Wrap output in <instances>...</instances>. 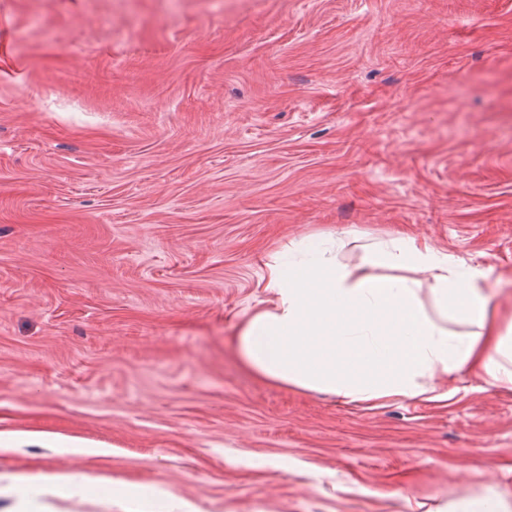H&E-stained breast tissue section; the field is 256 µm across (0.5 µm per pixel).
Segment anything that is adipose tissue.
Here are the masks:
<instances>
[{
    "label": "adipose tissue",
    "instance_id": "ef3b65f1",
    "mask_svg": "<svg viewBox=\"0 0 512 512\" xmlns=\"http://www.w3.org/2000/svg\"><path fill=\"white\" fill-rule=\"evenodd\" d=\"M336 245L309 235L266 261L272 299L246 316L236 343L245 368L347 404L444 401L448 392L428 393L425 379L451 382L464 369L512 389V338L492 318L491 269L411 235L377 243L365 267L339 262Z\"/></svg>",
    "mask_w": 512,
    "mask_h": 512
}]
</instances>
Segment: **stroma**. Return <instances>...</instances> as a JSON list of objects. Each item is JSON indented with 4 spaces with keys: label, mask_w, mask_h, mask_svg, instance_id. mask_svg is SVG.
Wrapping results in <instances>:
<instances>
[{
    "label": "stroma",
    "mask_w": 512,
    "mask_h": 512,
    "mask_svg": "<svg viewBox=\"0 0 512 512\" xmlns=\"http://www.w3.org/2000/svg\"><path fill=\"white\" fill-rule=\"evenodd\" d=\"M403 231L512 325V0H0V430L41 435L0 512H512V390L366 407L237 357L276 250ZM503 506L492 496L465 499L454 506V512H502Z\"/></svg>",
    "instance_id": "obj_1"
}]
</instances>
